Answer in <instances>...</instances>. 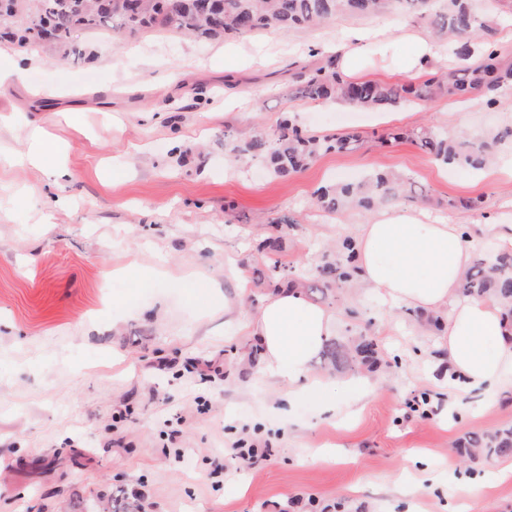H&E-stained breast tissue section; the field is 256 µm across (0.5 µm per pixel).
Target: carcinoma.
I'll list each match as a JSON object with an SVG mask.
<instances>
[{
	"label": "carcinoma",
	"instance_id": "carcinoma-1",
	"mask_svg": "<svg viewBox=\"0 0 512 512\" xmlns=\"http://www.w3.org/2000/svg\"><path fill=\"white\" fill-rule=\"evenodd\" d=\"M6 0L0 13L4 30L0 39L19 49L50 43L66 59L82 62L85 49L79 33L110 32L116 35L144 31L178 33L199 41L229 34L245 35L270 27L283 30L319 25L343 14L370 15L389 10L393 4L415 11L435 36L453 44L454 54L464 61L459 67L438 71L419 83H388L352 80L341 74L339 56L295 72L287 94L312 100L339 101L360 110L376 112L389 107L427 101L435 96L479 94L487 104L497 102L499 90L512 86V65L506 63L490 42L491 28L479 22L472 0ZM412 140L443 165L483 169L496 157L501 143L512 140V127L483 136L460 134L448 137L430 127H420ZM231 153L239 161L263 162L277 177L303 171L322 152L351 151L358 147L356 134L308 135L291 119L281 121L273 132L257 131L231 140ZM422 187L392 171H379L361 180L323 187L315 204L324 211L356 209L371 212L400 200L423 203ZM355 245L342 240L336 255H326L310 278L278 263L272 272L291 286L325 298L338 288L352 285ZM465 296H494L512 315V250H480L459 284ZM324 354L336 370L373 363L377 344L367 338L354 348L329 339ZM464 455L512 457V427L474 433L462 441Z\"/></svg>",
	"mask_w": 512,
	"mask_h": 512
}]
</instances>
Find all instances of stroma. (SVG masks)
<instances>
[{
	"mask_svg": "<svg viewBox=\"0 0 512 512\" xmlns=\"http://www.w3.org/2000/svg\"><path fill=\"white\" fill-rule=\"evenodd\" d=\"M477 13L512 60V0H479ZM429 33L396 9L210 41L82 34L81 64L51 45L29 50L20 87L0 95V512H98L119 491L130 512H453L456 481L483 466L454 445L511 427V389L490 409L450 393L434 364L441 330L417 335L418 310L344 288L321 301L334 337L372 338L381 365L337 372L316 355L312 377L338 385L336 411L323 413L258 375L243 326L276 292L273 262L312 271L367 223L317 208L321 186L396 171L426 189L429 223L512 224V184L495 170L380 143L392 125L512 127V87L493 106L444 96L398 107L392 124L286 93L289 69L343 44L360 49V78L402 81L412 36ZM286 116L314 135L358 132L362 145L288 178L233 160L225 131H271ZM36 126L54 149L32 165ZM357 375L373 390L352 414L343 384ZM424 393L434 415L408 416ZM245 427L271 440L272 458L214 483L212 460Z\"/></svg>",
	"mask_w": 512,
	"mask_h": 512,
	"instance_id": "obj_1",
	"label": "stroma"
}]
</instances>
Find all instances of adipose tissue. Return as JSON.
<instances>
[{"label": "adipose tissue", "instance_id": "1", "mask_svg": "<svg viewBox=\"0 0 512 512\" xmlns=\"http://www.w3.org/2000/svg\"><path fill=\"white\" fill-rule=\"evenodd\" d=\"M487 239L512 249V224H487L466 238L457 224H427L420 213L390 208L357 234L362 287L386 302L442 314L446 341L438 367L461 393L512 387V319L500 301L467 297L458 288ZM336 323L301 289L282 287L250 320V334L263 348L261 373L287 385L289 394L307 392L329 404L328 383L310 378L309 367Z\"/></svg>", "mask_w": 512, "mask_h": 512}]
</instances>
